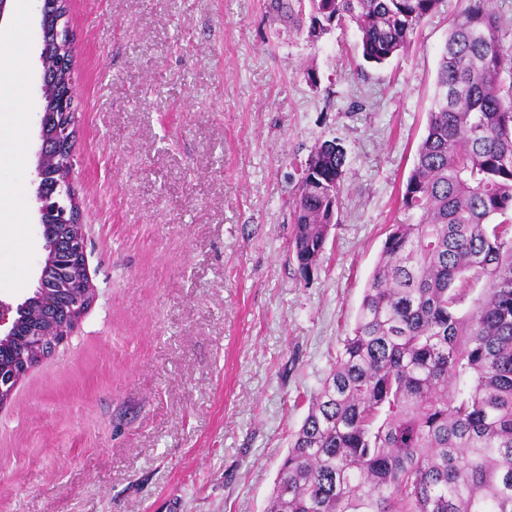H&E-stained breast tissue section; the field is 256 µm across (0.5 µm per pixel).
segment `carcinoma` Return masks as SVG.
<instances>
[{
    "label": "carcinoma",
    "mask_w": 512,
    "mask_h": 512,
    "mask_svg": "<svg viewBox=\"0 0 512 512\" xmlns=\"http://www.w3.org/2000/svg\"><path fill=\"white\" fill-rule=\"evenodd\" d=\"M443 0H277L311 35L353 23L362 58L403 49ZM426 133L336 365L266 512H512V50L495 0H463ZM346 152L308 155L291 251L308 275L339 223Z\"/></svg>",
    "instance_id": "cac0c4a2"
}]
</instances>
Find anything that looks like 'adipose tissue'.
I'll list each match as a JSON object with an SVG mask.
<instances>
[{"label":"adipose tissue","instance_id":"adipose-tissue-1","mask_svg":"<svg viewBox=\"0 0 512 512\" xmlns=\"http://www.w3.org/2000/svg\"><path fill=\"white\" fill-rule=\"evenodd\" d=\"M28 63L29 57L21 41H14L0 52V134L16 141L23 138V87L20 78Z\"/></svg>","mask_w":512,"mask_h":512}]
</instances>
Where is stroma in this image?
<instances>
[{
	"mask_svg": "<svg viewBox=\"0 0 512 512\" xmlns=\"http://www.w3.org/2000/svg\"><path fill=\"white\" fill-rule=\"evenodd\" d=\"M444 0L384 64L355 25L310 34L274 0H69L73 180L96 299L0 409V512H264L292 433L336 362L426 133ZM29 50L33 0L0 20ZM346 151L340 224L309 276L289 249L308 155ZM30 169L0 180V301L37 286ZM23 239L16 255L12 243Z\"/></svg>",
	"mask_w": 512,
	"mask_h": 512,
	"instance_id": "obj_1",
	"label": "stroma"
}]
</instances>
